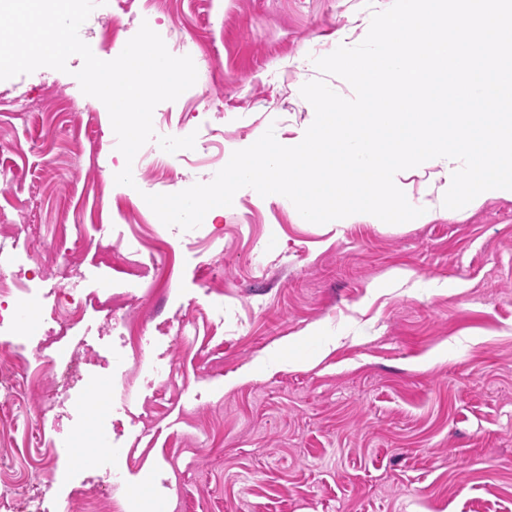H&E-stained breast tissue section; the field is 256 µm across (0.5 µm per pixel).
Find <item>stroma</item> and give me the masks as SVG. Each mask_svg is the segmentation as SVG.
Here are the masks:
<instances>
[{"mask_svg":"<svg viewBox=\"0 0 512 512\" xmlns=\"http://www.w3.org/2000/svg\"><path fill=\"white\" fill-rule=\"evenodd\" d=\"M392 0H132L82 40L115 59L148 24L194 40L196 83L158 104L165 135L215 129L224 150L267 128L288 143L315 117L300 90L344 79L317 58L361 43ZM0 81V296L35 309L36 332L0 331V454L21 493L0 512H63L105 485L126 512L144 472L171 512H512V199L428 224H302L293 203L240 189L214 223L142 221L143 194L211 182L203 144L155 175L124 168L106 106L74 73ZM82 109L69 111L68 103ZM405 269L392 284L383 273ZM112 281L103 288L99 276ZM287 347L288 359L269 363ZM446 357L427 364L429 353ZM67 396L51 386L70 359ZM110 409L79 399L101 376ZM118 461L67 455L82 428Z\"/></svg>","mask_w":512,"mask_h":512,"instance_id":"35a3bbf8","label":"stroma"}]
</instances>
